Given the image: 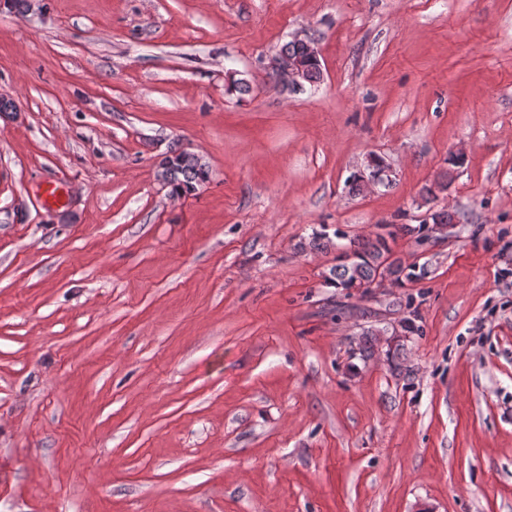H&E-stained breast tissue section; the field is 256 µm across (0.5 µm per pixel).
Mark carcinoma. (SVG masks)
<instances>
[{
	"label": "carcinoma",
	"instance_id": "cac0c4a2",
	"mask_svg": "<svg viewBox=\"0 0 512 512\" xmlns=\"http://www.w3.org/2000/svg\"><path fill=\"white\" fill-rule=\"evenodd\" d=\"M280 52L299 57L306 65L305 82L312 85L321 80V62L312 58L308 48L294 41L285 43ZM173 156L162 159L158 176L169 184L176 193H191L209 178V167L202 159L185 149L174 148ZM380 232L368 239L351 240L338 256L339 262L330 269L326 281L338 288H352L356 285L379 284L384 271H389L392 281L401 284L424 275V270L406 268L401 265L384 267L387 255L392 252L390 242L399 235H422L424 225L381 224Z\"/></svg>",
	"mask_w": 512,
	"mask_h": 512
}]
</instances>
